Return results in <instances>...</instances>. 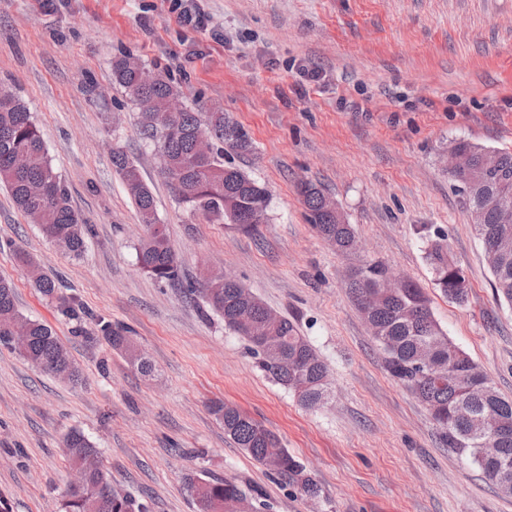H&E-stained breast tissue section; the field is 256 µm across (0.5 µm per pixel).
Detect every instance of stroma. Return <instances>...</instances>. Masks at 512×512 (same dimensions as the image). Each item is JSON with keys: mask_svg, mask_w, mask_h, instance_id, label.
<instances>
[{"mask_svg": "<svg viewBox=\"0 0 512 512\" xmlns=\"http://www.w3.org/2000/svg\"><path fill=\"white\" fill-rule=\"evenodd\" d=\"M181 26L170 0H0V83L29 109L74 208L94 234L81 258L58 250L0 186V278L27 317L50 325L78 366L75 385L0 347V496L9 512H62L79 430L118 489L149 512H197L189 481L259 488L262 512H512L477 465L443 442L427 408L387 372L345 280L371 261L410 277L448 337L512 399V307L499 301L448 146L512 150V0H196ZM130 54L199 111L223 107L253 153L225 157L267 187L256 231L181 203L112 82ZM134 156L185 279L232 274L296 323L330 368L317 408L259 371L248 343L136 262L145 231L112 167ZM334 199L364 250L340 254L298 193ZM443 234L469 282L465 302L436 288L426 231ZM22 248L89 312L59 315L16 263ZM129 329L155 366L142 376L101 323ZM226 401L263 422L303 462L309 498L225 437Z\"/></svg>", "mask_w": 512, "mask_h": 512, "instance_id": "obj_1", "label": "stroma"}]
</instances>
